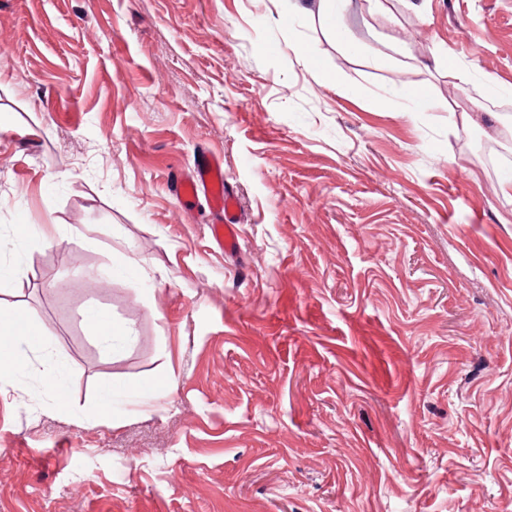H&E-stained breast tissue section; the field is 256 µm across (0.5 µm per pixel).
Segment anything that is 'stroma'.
Instances as JSON below:
<instances>
[{"label":"stroma","instance_id":"obj_1","mask_svg":"<svg viewBox=\"0 0 512 512\" xmlns=\"http://www.w3.org/2000/svg\"><path fill=\"white\" fill-rule=\"evenodd\" d=\"M300 2L0 0V308L39 333L0 512L512 505V158L463 145L512 106V0H351L341 42ZM203 150L231 253L171 191ZM90 319L94 323L96 333L106 342H112V339L130 336L125 327H119L107 315L101 313H91Z\"/></svg>","mask_w":512,"mask_h":512}]
</instances>
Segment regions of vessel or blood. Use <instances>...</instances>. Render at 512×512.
Returning a JSON list of instances; mask_svg holds the SVG:
<instances>
[{
	"instance_id": "b4317fda",
	"label": "vessel or blood",
	"mask_w": 512,
	"mask_h": 512,
	"mask_svg": "<svg viewBox=\"0 0 512 512\" xmlns=\"http://www.w3.org/2000/svg\"><path fill=\"white\" fill-rule=\"evenodd\" d=\"M175 188L177 198L189 201L204 198L208 206L218 212V222L211 227L212 236L225 251H235L238 247L237 204L224 185L220 158L211 154L199 156L194 162L192 176H177Z\"/></svg>"
}]
</instances>
